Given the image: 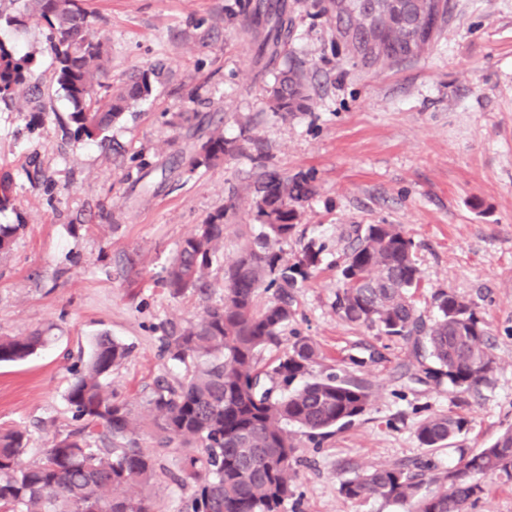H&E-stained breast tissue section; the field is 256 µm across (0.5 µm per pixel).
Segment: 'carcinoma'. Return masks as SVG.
Listing matches in <instances>:
<instances>
[{"mask_svg": "<svg viewBox=\"0 0 512 512\" xmlns=\"http://www.w3.org/2000/svg\"><path fill=\"white\" fill-rule=\"evenodd\" d=\"M334 18L336 34L351 54L368 66L386 68L413 57L412 34L433 42L448 14V0H318ZM241 12L253 36L258 64H274L288 46L287 0H243ZM35 17L50 30L48 50L56 84L71 103L74 134L105 135L134 103L150 96V76L160 66L134 74L118 88L105 82L108 53L94 35L83 0H29L18 14H3L8 25ZM30 56L0 43V103L18 112L38 111L39 86L31 82ZM302 76L283 73L269 91V108L295 112L304 107ZM241 151L216 125L189 156V170L214 166ZM315 192L312 178L268 172L253 201L260 221L249 245L224 263V298L200 317L171 330L164 353L176 365H192L173 385L157 380L142 402L143 411L112 389L108 377L130 348L100 337L87 363L73 371L66 392L79 425L54 437L42 456L22 460L27 429L0 430V512H159L152 493L158 476L157 452L182 450L171 482L191 486L183 512H281L293 494L298 444L293 430L323 439L354 423L373 397L372 385L352 375L315 376L318 351L296 336L288 352L272 364L262 352L278 348L295 314L293 291L310 278L320 251L306 245L289 260L282 244L296 231L298 207ZM224 241V211L195 225L166 270L164 287L174 297L190 290L211 292L210 273ZM415 243L394 224H369L350 244L341 269L336 312L349 323L427 351L434 366L410 377L421 383L476 391L490 382L496 367L488 331L472 305L453 290L435 296L438 316L428 322L413 301L420 286ZM267 295L259 303L261 295ZM48 337L40 333L0 337V362L32 355ZM150 429L154 447L136 436ZM459 414L420 420L422 445L445 447L467 429ZM512 478V427L494 443L460 453L459 463L440 471L427 460L411 470L378 467L341 484L352 499L380 496L406 512H468L484 491L486 478Z\"/></svg>", "mask_w": 512, "mask_h": 512, "instance_id": "1", "label": "carcinoma"}]
</instances>
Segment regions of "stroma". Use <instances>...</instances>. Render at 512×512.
I'll list each match as a JSON object with an SVG mask.
<instances>
[{
    "label": "stroma",
    "mask_w": 512,
    "mask_h": 512,
    "mask_svg": "<svg viewBox=\"0 0 512 512\" xmlns=\"http://www.w3.org/2000/svg\"><path fill=\"white\" fill-rule=\"evenodd\" d=\"M84 6L107 45L109 83L156 63L163 69L152 95L106 139L78 140L71 106L51 82L46 26L0 23V42L32 54L33 79L46 88L40 117L0 105V178L14 196L0 224L19 227L0 254V336L49 338L25 360L0 363V426L27 428L25 461L75 428L65 393L100 335L131 348L111 375L130 400L141 402L157 379L182 378L184 367L161 357L162 338L223 298V260L254 236L252 199L268 169L310 176L315 186L285 257L310 241L321 248L283 341L312 338L320 372L350 370L375 391L363 416L321 444L298 436L285 512H404L380 497L348 498L340 483L427 458L444 470L512 427V0H450L432 48L381 71L350 57L314 0H288V50L267 69L253 60L239 0ZM292 65L305 73L307 106L270 111L266 91ZM217 119L241 154L188 171L186 158ZM220 209L224 247L210 299L171 296L166 267L194 226ZM367 224L398 225L414 241V301L425 319L436 316L433 296L443 289L474 304L497 361L488 385L461 393L415 383L405 371L419 364L402 340L340 318V269L354 228ZM370 344L384 360H367ZM353 356L363 366H350ZM449 411L468 418L467 430L448 447L422 446L418 422Z\"/></svg>",
    "instance_id": "35a3bbf8"
}]
</instances>
